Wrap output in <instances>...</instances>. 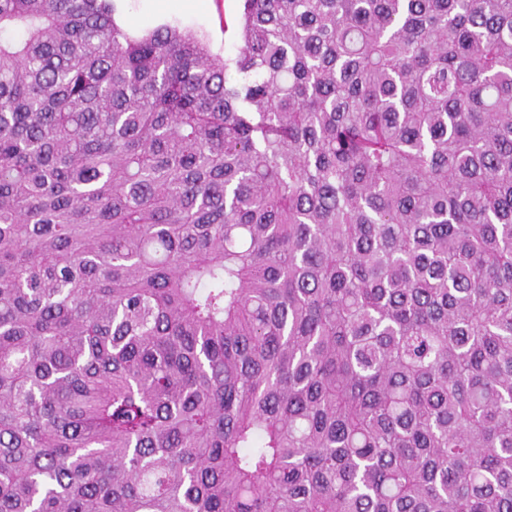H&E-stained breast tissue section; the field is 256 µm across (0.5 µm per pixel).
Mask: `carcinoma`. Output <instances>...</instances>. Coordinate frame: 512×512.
<instances>
[{
    "label": "carcinoma",
    "mask_w": 512,
    "mask_h": 512,
    "mask_svg": "<svg viewBox=\"0 0 512 512\" xmlns=\"http://www.w3.org/2000/svg\"><path fill=\"white\" fill-rule=\"evenodd\" d=\"M114 14L0 0V512H512V0ZM170 1L191 2L188 10L166 11ZM117 14L126 20L134 35H141L163 24L176 25L203 39L215 55L235 52L238 45L237 23L242 10L241 0H119ZM162 13L156 21L152 16Z\"/></svg>",
    "instance_id": "carcinoma-1"
}]
</instances>
